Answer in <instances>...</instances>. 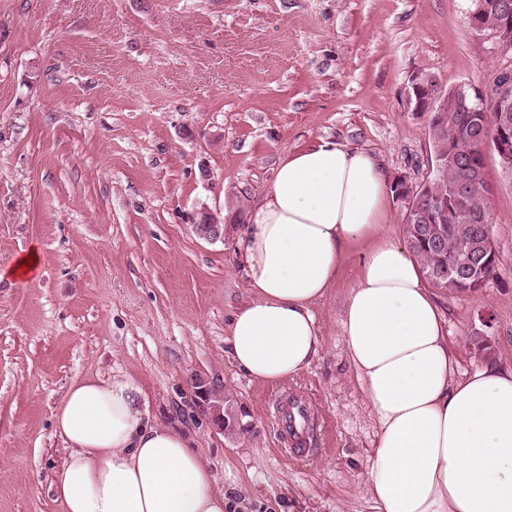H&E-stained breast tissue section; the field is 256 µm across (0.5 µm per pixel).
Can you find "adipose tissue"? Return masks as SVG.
<instances>
[{
	"instance_id": "ef3b65f1",
	"label": "adipose tissue",
	"mask_w": 512,
	"mask_h": 512,
	"mask_svg": "<svg viewBox=\"0 0 512 512\" xmlns=\"http://www.w3.org/2000/svg\"><path fill=\"white\" fill-rule=\"evenodd\" d=\"M377 158L324 140L281 158L237 248L254 298L229 327L230 355L277 383L320 348L313 308L349 245L371 241L341 317L379 434L367 470L376 512H512V371L453 381L444 320L422 271L383 234ZM69 452L53 485L65 512H226L189 438L148 419L139 378L72 383L54 412Z\"/></svg>"
}]
</instances>
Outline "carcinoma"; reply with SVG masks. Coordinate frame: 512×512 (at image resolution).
I'll list each match as a JSON object with an SVG mask.
<instances>
[{
  "mask_svg": "<svg viewBox=\"0 0 512 512\" xmlns=\"http://www.w3.org/2000/svg\"><path fill=\"white\" fill-rule=\"evenodd\" d=\"M492 113L495 104L492 95L470 99L464 103L448 102V111L429 116L428 138L432 150L443 154L453 152L458 164L448 168H434L429 180L417 187L423 209L429 210L453 201L446 223L410 224L403 219V233L407 249L420 264L425 278L432 287L438 279L454 280L456 291H476L496 275L498 263L493 250L479 252L472 245L483 235V215L490 213V200L486 197L489 182H474L470 173L485 170L483 134L471 118L473 109ZM236 408L224 400V431L242 428Z\"/></svg>",
  "mask_w": 512,
  "mask_h": 512,
  "instance_id": "carcinoma-1",
  "label": "carcinoma"
}]
</instances>
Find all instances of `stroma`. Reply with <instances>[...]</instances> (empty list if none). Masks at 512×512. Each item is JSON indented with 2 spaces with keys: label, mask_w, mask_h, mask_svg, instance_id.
<instances>
[{
  "label": "stroma",
  "mask_w": 512,
  "mask_h": 512,
  "mask_svg": "<svg viewBox=\"0 0 512 512\" xmlns=\"http://www.w3.org/2000/svg\"><path fill=\"white\" fill-rule=\"evenodd\" d=\"M469 0H0V268L30 246L40 272L0 280V512H64L53 415L72 382L140 378L157 422L188 435L230 512H375L379 427L340 328L368 243L345 251L314 315L321 349L276 384L232 360L250 302L239 225L191 224L261 203L284 152L321 139L364 148L387 179L429 173L427 116L409 76L488 92L512 53L468 25ZM495 276L433 289L457 365L512 370V180L485 150ZM491 352L475 347L479 314ZM203 380L242 415L217 430ZM307 399L311 445L285 449L276 396ZM192 227L195 234L206 241L216 242L224 239V221L222 222L209 208H203L198 213Z\"/></svg>",
  "instance_id": "1"
}]
</instances>
